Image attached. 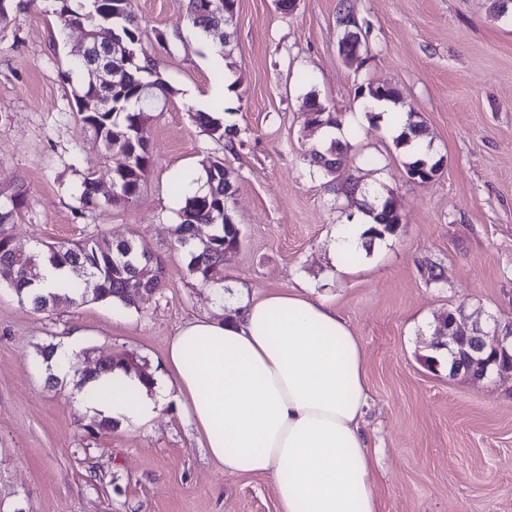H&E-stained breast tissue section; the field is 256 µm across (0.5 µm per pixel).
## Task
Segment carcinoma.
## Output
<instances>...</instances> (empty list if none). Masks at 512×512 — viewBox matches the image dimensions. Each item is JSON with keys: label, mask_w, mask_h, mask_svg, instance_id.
<instances>
[{"label": "carcinoma", "mask_w": 512, "mask_h": 512, "mask_svg": "<svg viewBox=\"0 0 512 512\" xmlns=\"http://www.w3.org/2000/svg\"><path fill=\"white\" fill-rule=\"evenodd\" d=\"M55 2V13L62 29L79 26L91 32L100 25L108 24L132 50L128 63L113 70L110 86L94 82L91 70L85 63L84 56L93 41L71 50L70 66L86 76L73 91L80 121L92 131L105 152L116 151L127 160L125 170L112 175V181L117 185L115 194L100 199L97 181L87 176L83 181L79 203L84 209H96L103 203L111 206L134 203L139 200L142 187L154 166L149 144L139 137L140 127L150 118L145 109L154 112L163 110L172 89L159 75L155 58L145 49V32L133 10L132 0H103L101 11L95 8V0ZM203 2L188 0L187 13L190 23L205 32L209 20L204 14ZM93 97L103 99L107 104L98 112L83 111L82 104ZM363 97L369 105L381 100L394 103L398 100V92L384 85H369ZM308 107L306 121L328 128L342 125V116L324 107L317 97L310 99ZM195 118L212 137L225 140L230 146L234 144L238 131L225 127L220 118L207 112H198ZM423 133V125L414 120L410 112L404 131L396 140L397 146H405ZM343 155V146L335 140L330 141L327 148H315L311 153L313 163L328 175L336 174L338 168L343 166ZM203 171L206 176L205 191L185 199L174 233L177 245L190 254V272L201 284L208 285L220 272L224 253L238 246L240 228L231 216L233 191L230 181L224 178L227 171L223 159L207 158L203 161ZM25 202L26 195L19 189L7 196L5 202H0V278L8 280V270L13 266H25L39 273L43 265L50 264L67 269L81 288V292L73 296L66 293L42 295L36 293L32 285L11 283L17 296L29 301L35 310L44 311L63 301L83 304L106 300L137 307L148 302L162 287L164 272L158 266L153 267V275L146 280L137 281L131 277L133 268L153 261V254L144 242H114L103 234H97L72 244L47 243L32 251L17 247L6 233V225L14 223ZM369 216L372 224L365 236L371 240L394 234L402 221L396 201L390 196L379 211H369ZM114 368L150 378L149 373L139 369L127 355H112L97 360L94 368L83 373V378Z\"/></svg>", "instance_id": "carcinoma-1"}]
</instances>
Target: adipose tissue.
Returning <instances> with one entry per match:
<instances>
[{
    "label": "adipose tissue",
    "mask_w": 512,
    "mask_h": 512,
    "mask_svg": "<svg viewBox=\"0 0 512 512\" xmlns=\"http://www.w3.org/2000/svg\"><path fill=\"white\" fill-rule=\"evenodd\" d=\"M369 218L336 228L330 255L354 273ZM225 319L193 318L171 337L164 374L143 384L116 369L82 385L101 418L146 423L177 406L227 474H268L279 512H380L362 430L369 407L364 348L324 300L296 289L237 301Z\"/></svg>",
    "instance_id": "obj_1"
}]
</instances>
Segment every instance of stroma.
<instances>
[{"instance_id": "1", "label": "stroma", "mask_w": 512, "mask_h": 512, "mask_svg": "<svg viewBox=\"0 0 512 512\" xmlns=\"http://www.w3.org/2000/svg\"><path fill=\"white\" fill-rule=\"evenodd\" d=\"M493 0H238L214 50L187 18V0H134L146 42L171 85L165 111L144 132L154 166L130 205L79 207L94 174L109 189L121 154L105 158L80 122L62 78L80 30L59 34L53 0H9L0 22V192L27 191L7 231L25 248L96 233L147 243L165 270L146 304H61L37 311L0 282V512H279L274 481L227 475L176 407L145 424L89 432L76 402L80 374L103 356L127 354L161 373L167 344L194 317L229 316L188 269L173 230L176 180L224 161L234 185L239 246L222 282L241 294L286 288L333 303L365 350L369 408L364 429L381 512H512V379L451 374L435 349L441 318L512 322V23ZM349 10L367 51L338 53ZM231 76L219 115L238 128L234 147L211 137L194 113L209 111L212 84ZM396 88L399 111L423 120L433 180L412 182L403 151L367 111L358 90ZM342 113L346 171L355 197L310 174L319 142L305 122L307 97ZM393 195L402 222L365 250L341 280L330 262L337 224L359 218L374 195ZM76 344L70 374L50 383L42 347Z\"/></svg>"}]
</instances>
